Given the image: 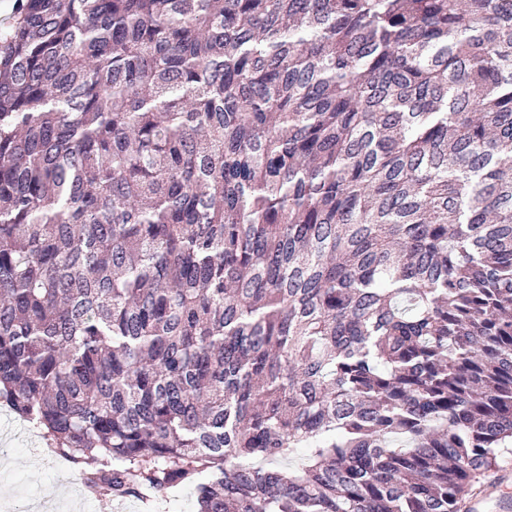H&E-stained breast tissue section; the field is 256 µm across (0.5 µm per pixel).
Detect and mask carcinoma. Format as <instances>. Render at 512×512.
<instances>
[{
    "mask_svg": "<svg viewBox=\"0 0 512 512\" xmlns=\"http://www.w3.org/2000/svg\"><path fill=\"white\" fill-rule=\"evenodd\" d=\"M0 401L118 500L458 512L512 446V0H16ZM196 495L191 487H183L168 491L161 501L157 512H194L196 511Z\"/></svg>",
    "mask_w": 512,
    "mask_h": 512,
    "instance_id": "carcinoma-1",
    "label": "carcinoma"
}]
</instances>
